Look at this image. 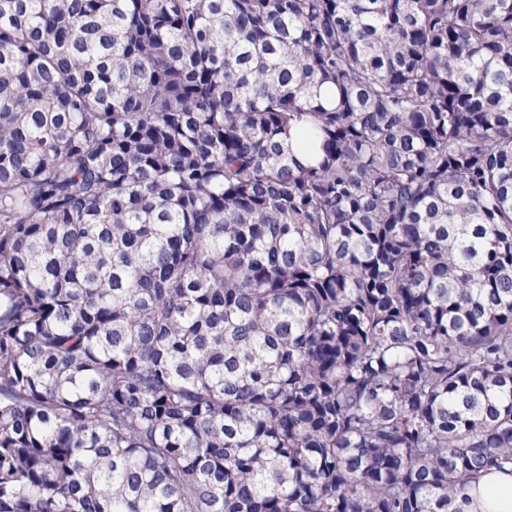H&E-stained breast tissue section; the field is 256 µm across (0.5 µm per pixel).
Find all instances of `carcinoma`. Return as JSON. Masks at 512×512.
<instances>
[{
    "instance_id": "carcinoma-1",
    "label": "carcinoma",
    "mask_w": 512,
    "mask_h": 512,
    "mask_svg": "<svg viewBox=\"0 0 512 512\" xmlns=\"http://www.w3.org/2000/svg\"><path fill=\"white\" fill-rule=\"evenodd\" d=\"M490 471L512 0H0V512H472Z\"/></svg>"
}]
</instances>
